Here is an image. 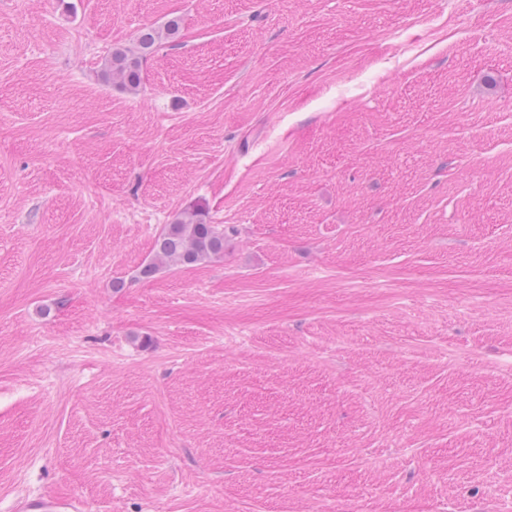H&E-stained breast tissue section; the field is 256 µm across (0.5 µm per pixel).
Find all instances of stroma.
Here are the masks:
<instances>
[{"mask_svg":"<svg viewBox=\"0 0 512 512\" xmlns=\"http://www.w3.org/2000/svg\"><path fill=\"white\" fill-rule=\"evenodd\" d=\"M193 207L223 257L141 280ZM48 493L512 512V0H0V512ZM181 33V21L169 19L162 27L140 31L133 47L117 46L105 61L104 74L129 91H139L142 86V64L163 40L176 41Z\"/></svg>","mask_w":512,"mask_h":512,"instance_id":"obj_1","label":"stroma"}]
</instances>
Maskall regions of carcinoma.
<instances>
[{"mask_svg": "<svg viewBox=\"0 0 512 512\" xmlns=\"http://www.w3.org/2000/svg\"><path fill=\"white\" fill-rule=\"evenodd\" d=\"M181 21L169 19L159 28L140 31L132 47L117 46L105 61L104 74L129 91L142 86V64L163 40L176 41ZM224 229L207 221L204 211L189 209L163 226L155 240L152 258L139 271L143 279L152 278L163 266L192 267L224 255Z\"/></svg>", "mask_w": 512, "mask_h": 512, "instance_id": "1", "label": "carcinoma"}]
</instances>
